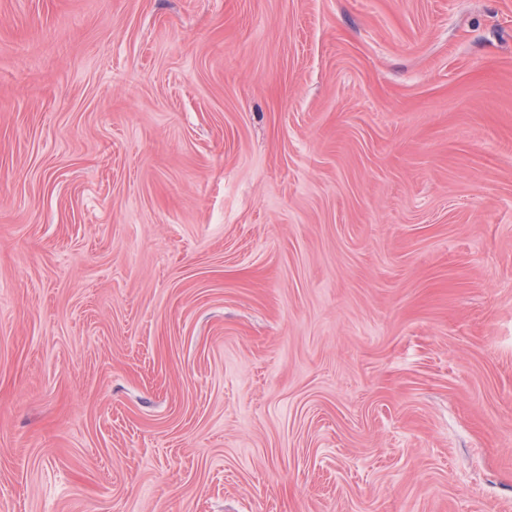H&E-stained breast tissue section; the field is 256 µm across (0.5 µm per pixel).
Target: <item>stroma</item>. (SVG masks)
<instances>
[{
	"label": "stroma",
	"instance_id": "35a3bbf8",
	"mask_svg": "<svg viewBox=\"0 0 512 512\" xmlns=\"http://www.w3.org/2000/svg\"><path fill=\"white\" fill-rule=\"evenodd\" d=\"M0 512H512V0H0Z\"/></svg>",
	"mask_w": 512,
	"mask_h": 512
}]
</instances>
